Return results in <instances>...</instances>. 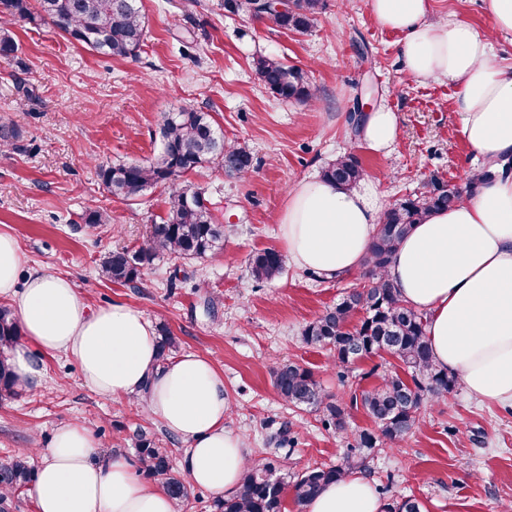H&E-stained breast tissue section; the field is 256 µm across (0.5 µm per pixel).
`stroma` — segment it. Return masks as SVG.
I'll return each instance as SVG.
<instances>
[{
	"mask_svg": "<svg viewBox=\"0 0 512 512\" xmlns=\"http://www.w3.org/2000/svg\"><path fill=\"white\" fill-rule=\"evenodd\" d=\"M141 2L147 40L135 59L86 50L48 25L12 26L18 50L14 59H0V120L13 125L20 148L0 151V230L18 239L23 270L69 277L93 308L136 307L175 337L179 351L209 359L232 404L225 424L245 440L251 462H263L269 436L285 423L296 439L290 471L340 461L353 431L372 427V420L355 409L346 431H325L316 413L280 400L271 368L297 362L328 393L343 396L329 355L305 344L301 332L359 277L323 281L290 264L279 278L258 282L248 258L283 250L279 220L289 189L341 155H353L365 176L379 180L390 206L435 180L466 187L465 174L478 162L453 107L455 90L407 76L400 34L376 23L368 0H322L303 34L244 9L228 13L224 0ZM260 55L305 72L318 88L316 99L272 94L252 68ZM21 82L28 94L17 92ZM360 102L396 112L390 153L359 146L349 116ZM180 106L210 113L225 140L246 141L253 151L247 176L210 164L183 177L216 203L224 247L183 262L173 288L164 258L145 266L140 283L106 281L97 272L100 256L143 246L150 225L167 215L168 190L114 197L97 167L151 160L161 149L164 113ZM97 207L111 215V231L83 223L82 214ZM43 362V388L0 400V462L23 448L50 447L56 429L69 422L133 462L132 435L142 429L169 444L172 461H179L184 442L172 440L145 402L96 394L65 356L50 353ZM367 473L390 496L418 499L423 512H503L512 504V407L461 388L427 401L420 426L375 453Z\"/></svg>",
	"mask_w": 512,
	"mask_h": 512,
	"instance_id": "1",
	"label": "stroma"
}]
</instances>
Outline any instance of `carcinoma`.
I'll list each match as a JSON object with an SVG mask.
<instances>
[{
  "mask_svg": "<svg viewBox=\"0 0 512 512\" xmlns=\"http://www.w3.org/2000/svg\"><path fill=\"white\" fill-rule=\"evenodd\" d=\"M0 0V58L15 57L17 44L8 26L18 22L40 21L61 36L92 52L113 58H135L147 38L146 17L139 0ZM321 0H293V8L268 16L275 26L304 33L312 26ZM259 80L272 93L284 98L312 99L315 89L301 70L285 65L274 56H260L253 62ZM161 153L146 163H113L98 167V176L108 194L135 199L148 189L163 184L169 190L167 217L151 225L145 246L108 252L100 264V276L108 281L134 284L142 269L157 258L171 262L202 258L224 242V225L214 213L213 203H194L193 196H205L202 188L191 189L180 177L206 162L217 164L227 173L246 174L252 167V152L245 143H228L220 136L212 116L183 107L163 116L160 127ZM363 175L358 162L342 156L322 170V178L350 188ZM463 192L442 182L430 191L406 198L386 211L383 224L372 240L361 272V288L352 289L332 308L308 322L303 341L329 351L341 382L355 360L378 351H387L402 364L404 374L381 377L370 388L349 389L348 399H333L325 393L317 376L308 367L293 361L277 364L272 371L273 385L285 403L310 408L329 430L346 429L349 410L362 408L375 423L353 435V444L339 464L313 466L289 475L283 481L278 472L287 468L290 428L283 426L275 435V458L250 464L243 472L237 495L213 500V512H285L281 491L290 486L296 512H305L312 498L326 485L348 472L366 468L367 459L390 442L400 441L419 427L421 407L428 398H440L455 390L458 380L434 362L426 338L424 314L406 306L396 288L384 276L393 252L412 226L432 211L448 209ZM250 273L256 280L272 281L285 271L283 255L274 248L253 254ZM362 310L358 325L348 327L352 314ZM18 323L10 310L0 307V399L17 393L18 386L6 352L17 342ZM135 447L144 474L165 488L179 503L188 499L186 481L173 471L170 450L146 437L139 430ZM34 467L22 453L0 464V512H9L10 496L33 484ZM421 503L411 497L388 502L386 512H421Z\"/></svg>",
  "mask_w": 512,
  "mask_h": 512,
  "instance_id": "cac0c4a2",
  "label": "carcinoma"
}]
</instances>
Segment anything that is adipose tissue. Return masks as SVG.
Wrapping results in <instances>:
<instances>
[{
  "label": "adipose tissue",
  "mask_w": 512,
  "mask_h": 512,
  "mask_svg": "<svg viewBox=\"0 0 512 512\" xmlns=\"http://www.w3.org/2000/svg\"><path fill=\"white\" fill-rule=\"evenodd\" d=\"M382 28L401 34L407 75L450 83L462 133L495 180L477 181L452 208L414 225L386 269L399 298L427 318L435 363L472 396L512 404V63L498 59L492 38L512 34V0H483L489 23L437 21L433 0H369ZM397 115L363 113L359 137L376 153L389 152ZM385 212L378 181L344 188L298 182L280 218L293 265L325 274L362 269ZM17 239L0 231V299L13 303L24 336L10 353L19 386L43 384V356L76 361L85 384L112 399L142 398L150 415L186 443L182 472L195 485L234 496L248 463L242 437L224 420L231 401L224 376L200 354L160 359L152 323L137 308L115 303L91 308L72 281L46 270L21 275ZM36 512H178L161 486L139 481L127 460L105 452L81 424L59 426L50 447L36 449ZM372 479L354 471L326 485L308 512H385Z\"/></svg>",
  "instance_id": "obj_1"
}]
</instances>
